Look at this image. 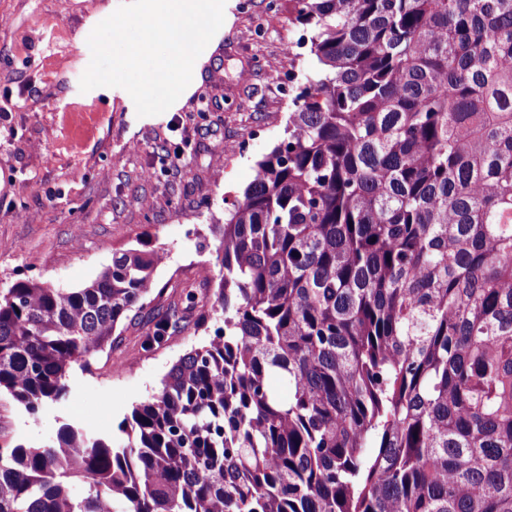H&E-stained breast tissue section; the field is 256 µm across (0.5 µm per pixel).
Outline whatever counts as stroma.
Returning a JSON list of instances; mask_svg holds the SVG:
<instances>
[{
  "mask_svg": "<svg viewBox=\"0 0 512 512\" xmlns=\"http://www.w3.org/2000/svg\"><path fill=\"white\" fill-rule=\"evenodd\" d=\"M270 2L225 0L189 86L141 117L124 89H79L88 36L121 0H0V290L20 279L81 288L140 243L168 252L159 295L73 370L65 402L33 417L0 397V445L43 442L68 420L111 431L207 340L192 321L215 257L209 227L282 139L314 73L309 53L286 52L299 29ZM173 302L188 324L147 345L153 313Z\"/></svg>",
  "mask_w": 512,
  "mask_h": 512,
  "instance_id": "obj_1",
  "label": "stroma"
}]
</instances>
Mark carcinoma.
Returning a JSON list of instances; mask_svg holds the SVG:
<instances>
[{
	"label": "carcinoma",
	"instance_id": "obj_1",
	"mask_svg": "<svg viewBox=\"0 0 512 512\" xmlns=\"http://www.w3.org/2000/svg\"><path fill=\"white\" fill-rule=\"evenodd\" d=\"M286 10L315 78L211 225L222 325L117 432L0 446V512H512V0ZM163 254L0 292V393L61 403Z\"/></svg>",
	"mask_w": 512,
	"mask_h": 512
}]
</instances>
